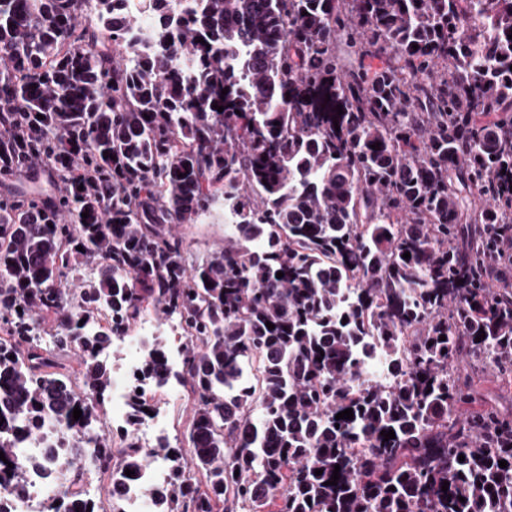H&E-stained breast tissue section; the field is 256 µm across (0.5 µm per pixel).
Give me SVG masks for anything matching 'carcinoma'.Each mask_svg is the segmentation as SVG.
<instances>
[{"label":"carcinoma","mask_w":512,"mask_h":512,"mask_svg":"<svg viewBox=\"0 0 512 512\" xmlns=\"http://www.w3.org/2000/svg\"><path fill=\"white\" fill-rule=\"evenodd\" d=\"M117 2L0 0V490L49 420L90 452L48 512H99L93 463L150 466L102 427L101 356L153 310L184 360L156 338L139 382L194 400L155 512H512V415L460 417L449 369L512 376V289L481 273L512 225V0H144L134 61ZM35 165L58 193L13 187ZM218 204L224 249L190 265L173 225Z\"/></svg>","instance_id":"1"}]
</instances>
